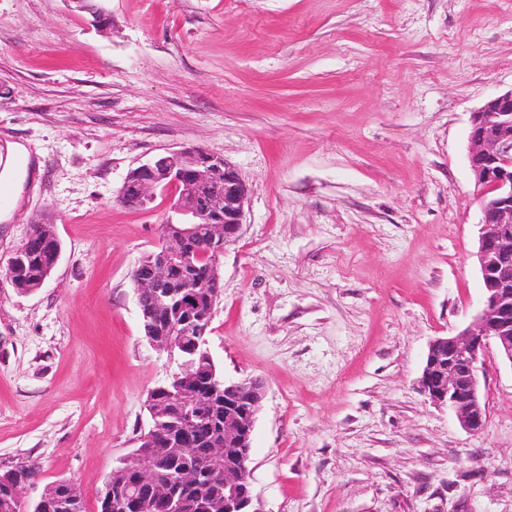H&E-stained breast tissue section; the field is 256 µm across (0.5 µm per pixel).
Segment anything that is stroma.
Masks as SVG:
<instances>
[{
    "label": "stroma",
    "mask_w": 512,
    "mask_h": 512,
    "mask_svg": "<svg viewBox=\"0 0 512 512\" xmlns=\"http://www.w3.org/2000/svg\"><path fill=\"white\" fill-rule=\"evenodd\" d=\"M0 0V150L41 172L0 206V471L38 463L87 512L178 369L130 274L169 201L119 205L129 170L196 146L245 182L208 333L226 380L263 382L251 448L265 512H512V365L466 432L420 393L427 346L484 293L471 117L512 89V0ZM62 253L24 294L35 223Z\"/></svg>",
    "instance_id": "obj_1"
}]
</instances>
